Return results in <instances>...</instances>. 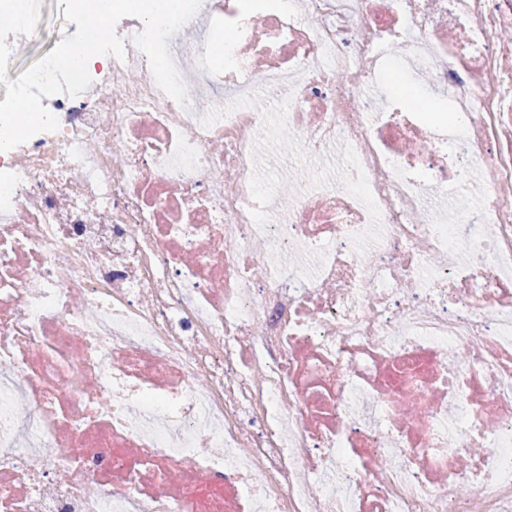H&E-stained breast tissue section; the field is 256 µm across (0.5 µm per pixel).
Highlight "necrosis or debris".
<instances>
[{"mask_svg":"<svg viewBox=\"0 0 512 512\" xmlns=\"http://www.w3.org/2000/svg\"><path fill=\"white\" fill-rule=\"evenodd\" d=\"M259 2L203 0L184 105L123 18L0 152V499L512 512V0ZM410 77L455 125L384 93ZM275 126L323 169L291 199Z\"/></svg>","mask_w":512,"mask_h":512,"instance_id":"4bbe7bcc","label":"necrosis or debris"}]
</instances>
